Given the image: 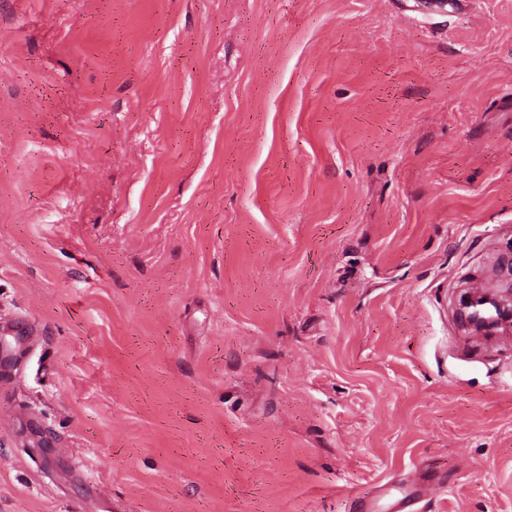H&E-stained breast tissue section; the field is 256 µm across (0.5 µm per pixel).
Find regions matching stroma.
Returning <instances> with one entry per match:
<instances>
[{"label": "stroma", "mask_w": 512, "mask_h": 512, "mask_svg": "<svg viewBox=\"0 0 512 512\" xmlns=\"http://www.w3.org/2000/svg\"><path fill=\"white\" fill-rule=\"evenodd\" d=\"M475 288L512 0H0V512H512Z\"/></svg>", "instance_id": "obj_1"}]
</instances>
